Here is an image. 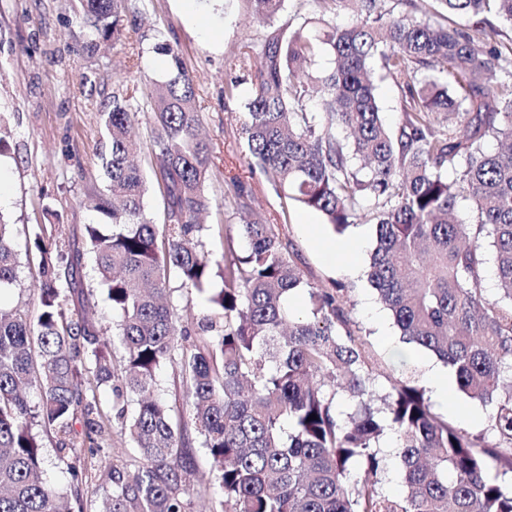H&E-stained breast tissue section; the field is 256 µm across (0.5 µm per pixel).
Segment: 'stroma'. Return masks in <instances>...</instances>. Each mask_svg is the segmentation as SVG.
Segmentation results:
<instances>
[{
  "label": "stroma",
  "instance_id": "stroma-1",
  "mask_svg": "<svg viewBox=\"0 0 512 512\" xmlns=\"http://www.w3.org/2000/svg\"><path fill=\"white\" fill-rule=\"evenodd\" d=\"M141 17V66L132 69L126 49L111 43H99L91 56L83 52L88 30L77 19L75 0H0V126L7 133V147L0 153V189L8 197L0 212L14 226L19 254L17 282L0 291V303L20 309L31 320L38 315V259L27 250L34 224H50L54 241L64 250H84V227L97 219L87 196L102 183L97 157L104 136L100 113L111 104L116 84L131 80L146 90L162 78L153 37L159 29L181 46L195 77L203 134L221 172L209 185L214 212L202 231L205 250L221 257L227 238L236 235L242 213L228 198L226 181L239 177L249 210L276 220L309 283L329 288L347 280L356 329L382 371L424 384L431 354L417 351L397 358L403 348L400 333L365 274L373 225H354L340 236L323 224L319 238H312L303 224L305 209L282 208L275 191L248 169L239 139L243 114L237 103L224 99L229 76L224 62L240 44L262 39L266 25L245 0H196L191 7L185 0H151ZM357 237L364 242L357 256L360 271L348 279L324 245Z\"/></svg>",
  "mask_w": 512,
  "mask_h": 512
}]
</instances>
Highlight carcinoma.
<instances>
[{"instance_id":"carcinoma-1","label":"carcinoma","mask_w":512,"mask_h":512,"mask_svg":"<svg viewBox=\"0 0 512 512\" xmlns=\"http://www.w3.org/2000/svg\"><path fill=\"white\" fill-rule=\"evenodd\" d=\"M79 2L87 49L110 39L132 49L139 67L144 34L137 21L124 23L125 0ZM244 2L271 25L288 0ZM315 2L323 14L348 5L356 19L337 28L297 13L234 54L251 89L231 78L224 99L240 102L249 166L339 234L359 221L375 226L368 281L401 341L451 365L457 390L489 408L485 428L449 423L409 381L388 375L380 393V365L353 328L348 288L308 283L267 218L253 213L238 225L241 254L204 250L212 150L200 136L196 81L178 44L157 30L168 78L146 94L117 85L101 113L105 184L89 196L98 220L85 225V242L119 317L112 335L69 308V296L83 294L82 255L41 224L29 240L40 268L36 323L0 306V512H61L67 497L88 509L84 462L70 466L62 493L48 479L42 434L63 455H109L115 420L137 457L105 471L103 512H189L195 452L156 381L175 361L214 473L203 492L219 496L224 512H512V487L498 480L512 473V47L477 46L488 18L512 22V0H430L434 12L469 21L452 28L418 18L412 0ZM376 65L399 91L394 129L381 117ZM142 112L151 114L164 202L161 250L135 162ZM461 195L470 219L457 213ZM12 235L0 216V290L16 280ZM491 259L492 299L482 288ZM172 274L209 310L190 327L170 302ZM103 386L112 389L110 414L96 401ZM388 436L398 497L384 491Z\"/></svg>"}]
</instances>
